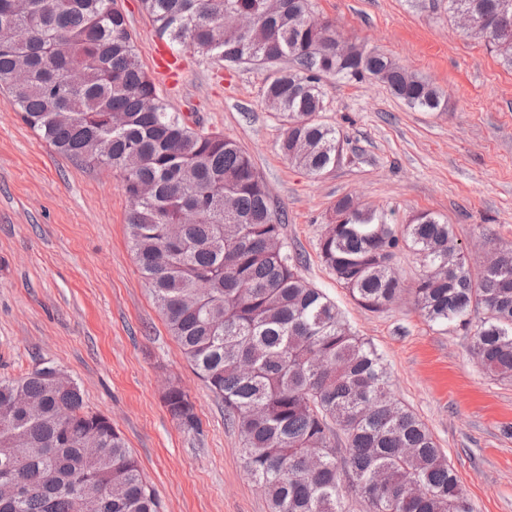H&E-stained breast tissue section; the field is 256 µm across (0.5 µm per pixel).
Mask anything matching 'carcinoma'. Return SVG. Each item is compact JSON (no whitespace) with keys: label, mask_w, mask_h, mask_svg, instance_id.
Here are the masks:
<instances>
[{"label":"carcinoma","mask_w":512,"mask_h":512,"mask_svg":"<svg viewBox=\"0 0 512 512\" xmlns=\"http://www.w3.org/2000/svg\"><path fill=\"white\" fill-rule=\"evenodd\" d=\"M141 2L169 42L273 71L265 101L284 126L280 151L309 175L340 152L339 131L319 120L323 80L372 77L413 108L441 105L429 83L344 43L310 0ZM56 3L0 0V90L60 153L121 173L141 274L194 372L224 400L269 512H347V488L366 512H473L431 432L392 396L382 356L302 277L250 156L168 110L114 0ZM227 13L251 18L249 31L225 26ZM471 14L483 24L468 31L512 66V0H448L450 19ZM29 28L31 39L14 41ZM336 213L345 219L327 225L320 258L360 307L398 299L392 260L407 248L422 266L413 294L426 319L465 328L484 369L512 380V245L476 271L434 215L390 224L348 197ZM54 369L0 379V512H162L112 421L84 410L79 387ZM165 404L182 428L197 427L183 389Z\"/></svg>","instance_id":"obj_1"}]
</instances>
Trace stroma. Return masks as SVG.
<instances>
[{
    "mask_svg": "<svg viewBox=\"0 0 512 512\" xmlns=\"http://www.w3.org/2000/svg\"><path fill=\"white\" fill-rule=\"evenodd\" d=\"M149 75L163 44L140 0H116ZM346 42L380 53L442 92L446 109L407 106L383 84L324 82L322 122L342 151L319 177L282 156L270 72L176 51V80L157 82L170 111L236 140L253 158L301 274L335 303L349 328L382 355L391 389L432 432L474 512H512V382L475 361L466 331L428 322L412 288L410 250L393 265L405 290L388 309L361 308L323 266L319 243L337 200L396 224L430 212L453 224L473 266L512 242V67L448 19V0H312ZM119 172L67 159L0 94V378L39 362L79 386L86 410L109 417L165 512H268L224 403L196 376L170 335L129 243ZM189 395L199 427L185 431L163 400Z\"/></svg>",
    "mask_w": 512,
    "mask_h": 512,
    "instance_id": "35a3bbf8",
    "label": "stroma"
}]
</instances>
